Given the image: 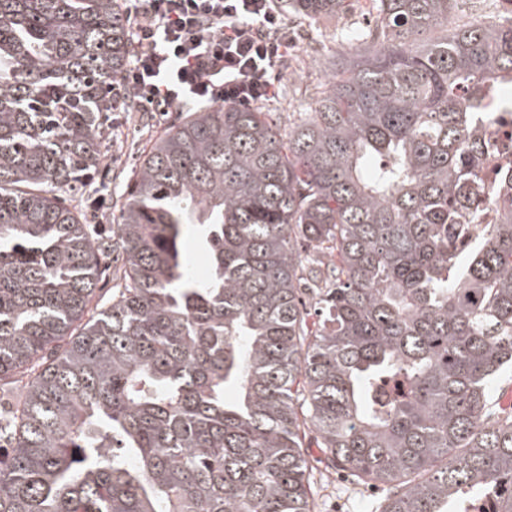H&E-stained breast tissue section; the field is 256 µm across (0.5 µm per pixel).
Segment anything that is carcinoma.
<instances>
[{
	"label": "carcinoma",
	"instance_id": "obj_1",
	"mask_svg": "<svg viewBox=\"0 0 512 512\" xmlns=\"http://www.w3.org/2000/svg\"><path fill=\"white\" fill-rule=\"evenodd\" d=\"M455 2L369 0L370 46L284 134L213 106L155 138L101 307V246L61 196L102 160L127 20L120 0H0V512H313L310 432L324 468L386 488L382 512L489 491L512 512V405L490 390L512 370V198L474 227L512 8L450 27Z\"/></svg>",
	"mask_w": 512,
	"mask_h": 512
}]
</instances>
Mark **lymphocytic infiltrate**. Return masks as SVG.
Here are the masks:
<instances>
[{"mask_svg":"<svg viewBox=\"0 0 512 512\" xmlns=\"http://www.w3.org/2000/svg\"><path fill=\"white\" fill-rule=\"evenodd\" d=\"M133 51L116 90L141 111L272 97L295 44L274 0H125Z\"/></svg>","mask_w":512,"mask_h":512,"instance_id":"f902f5d3","label":"lymphocytic infiltrate"}]
</instances>
